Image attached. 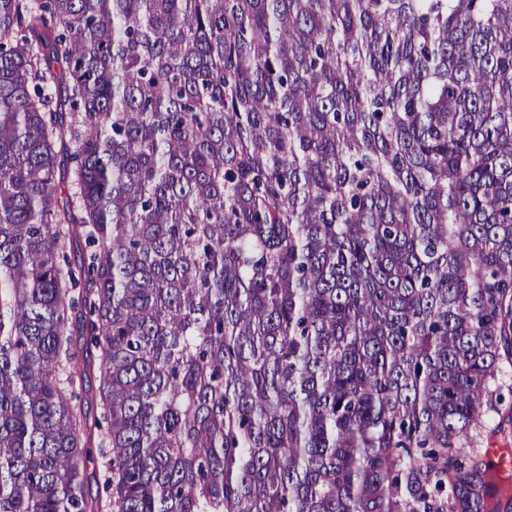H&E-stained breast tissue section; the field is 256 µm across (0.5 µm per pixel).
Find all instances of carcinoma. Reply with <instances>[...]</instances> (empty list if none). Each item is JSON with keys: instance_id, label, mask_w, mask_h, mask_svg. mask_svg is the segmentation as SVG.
Here are the masks:
<instances>
[{"instance_id": "obj_1", "label": "carcinoma", "mask_w": 512, "mask_h": 512, "mask_svg": "<svg viewBox=\"0 0 512 512\" xmlns=\"http://www.w3.org/2000/svg\"><path fill=\"white\" fill-rule=\"evenodd\" d=\"M508 367L512 0H0V512H496ZM507 429L510 431L509 434L507 433V435H509L508 444L503 440L504 433H501L496 436H489L486 438L483 441L481 448H485V458L494 464L493 472L497 475L499 481L501 482V479H504L507 483H509L512 469V456L510 450V448H512V422L511 427L510 425L508 427L506 426V430ZM493 444H498L509 448H497V446Z\"/></svg>"}]
</instances>
